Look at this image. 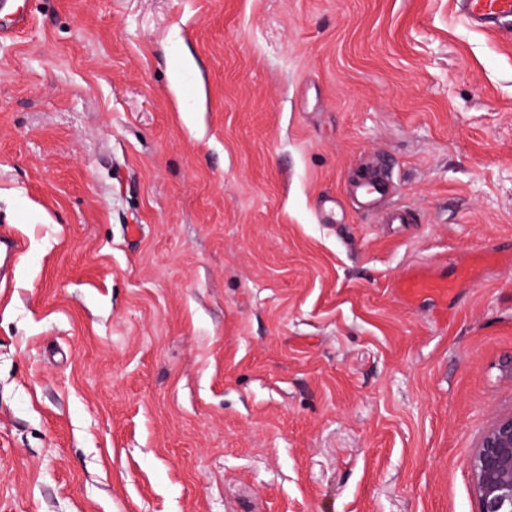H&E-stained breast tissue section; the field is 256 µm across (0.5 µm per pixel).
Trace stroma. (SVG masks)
I'll return each instance as SVG.
<instances>
[{
  "label": "stroma",
  "instance_id": "obj_1",
  "mask_svg": "<svg viewBox=\"0 0 512 512\" xmlns=\"http://www.w3.org/2000/svg\"><path fill=\"white\" fill-rule=\"evenodd\" d=\"M23 7L0 512H477L512 413V37L456 0ZM369 166L416 223L350 199ZM418 264L447 301L396 294Z\"/></svg>",
  "mask_w": 512,
  "mask_h": 512
}]
</instances>
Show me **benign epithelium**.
<instances>
[{
    "mask_svg": "<svg viewBox=\"0 0 512 512\" xmlns=\"http://www.w3.org/2000/svg\"><path fill=\"white\" fill-rule=\"evenodd\" d=\"M468 468L478 512H512V414L490 427Z\"/></svg>",
    "mask_w": 512,
    "mask_h": 512,
    "instance_id": "obj_1",
    "label": "benign epithelium"
}]
</instances>
